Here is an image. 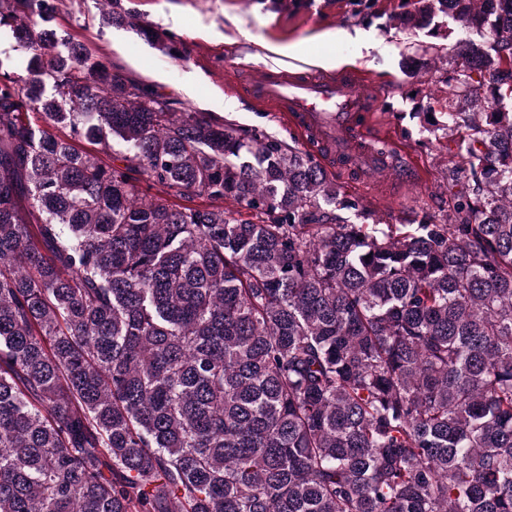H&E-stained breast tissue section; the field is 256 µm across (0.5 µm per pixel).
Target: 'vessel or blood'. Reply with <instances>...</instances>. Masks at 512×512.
I'll return each mask as SVG.
<instances>
[{
    "instance_id": "vessel-or-blood-1",
    "label": "vessel or blood",
    "mask_w": 512,
    "mask_h": 512,
    "mask_svg": "<svg viewBox=\"0 0 512 512\" xmlns=\"http://www.w3.org/2000/svg\"><path fill=\"white\" fill-rule=\"evenodd\" d=\"M377 98L376 84L352 71L317 76L259 67L251 74L252 105L275 113L314 152L334 158L337 169L360 165L384 180L414 184L420 171L401 134L374 128Z\"/></svg>"
}]
</instances>
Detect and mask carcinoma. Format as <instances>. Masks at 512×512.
<instances>
[{
    "label": "carcinoma",
    "instance_id": "1",
    "mask_svg": "<svg viewBox=\"0 0 512 512\" xmlns=\"http://www.w3.org/2000/svg\"><path fill=\"white\" fill-rule=\"evenodd\" d=\"M57 10L0 0L31 55L0 62V512H512V0L395 16L439 40L413 117L463 158L410 224Z\"/></svg>",
    "mask_w": 512,
    "mask_h": 512
}]
</instances>
